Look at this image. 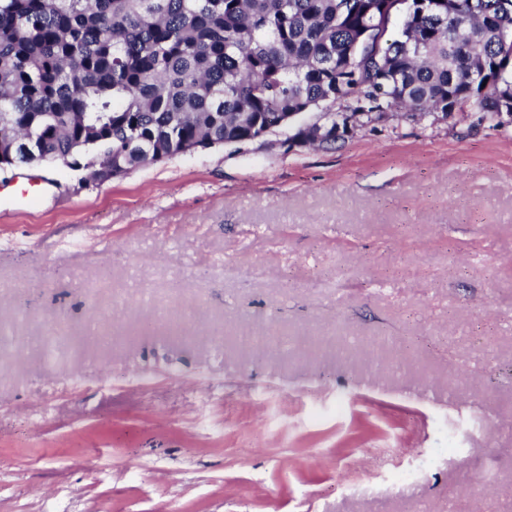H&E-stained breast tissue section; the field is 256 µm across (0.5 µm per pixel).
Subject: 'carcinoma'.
<instances>
[{
  "label": "carcinoma",
  "mask_w": 512,
  "mask_h": 512,
  "mask_svg": "<svg viewBox=\"0 0 512 512\" xmlns=\"http://www.w3.org/2000/svg\"><path fill=\"white\" fill-rule=\"evenodd\" d=\"M0 0V164L95 177L279 113L512 116V0Z\"/></svg>",
  "instance_id": "carcinoma-1"
}]
</instances>
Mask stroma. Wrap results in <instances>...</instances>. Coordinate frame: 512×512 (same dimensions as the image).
Listing matches in <instances>:
<instances>
[{
	"label": "stroma",
	"instance_id": "35a3bbf8",
	"mask_svg": "<svg viewBox=\"0 0 512 512\" xmlns=\"http://www.w3.org/2000/svg\"><path fill=\"white\" fill-rule=\"evenodd\" d=\"M0 512H512V117L1 173Z\"/></svg>",
	"mask_w": 512,
	"mask_h": 512
}]
</instances>
